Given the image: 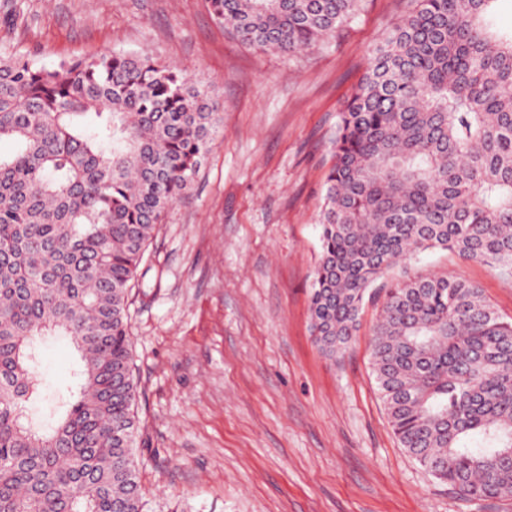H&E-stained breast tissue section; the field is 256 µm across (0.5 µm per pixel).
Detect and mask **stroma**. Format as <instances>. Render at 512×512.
<instances>
[{
  "instance_id": "stroma-1",
  "label": "stroma",
  "mask_w": 512,
  "mask_h": 512,
  "mask_svg": "<svg viewBox=\"0 0 512 512\" xmlns=\"http://www.w3.org/2000/svg\"><path fill=\"white\" fill-rule=\"evenodd\" d=\"M409 9L365 0L334 37L282 55L240 43L204 0H0V52L39 66L147 54L202 82L222 118L130 295L135 448L153 502L187 512H512V498H460L400 448L370 369L380 304H365L340 358H326L310 332L337 114ZM404 268L475 284L512 319V276L440 249ZM77 362L68 339H50L36 371L55 390Z\"/></svg>"
}]
</instances>
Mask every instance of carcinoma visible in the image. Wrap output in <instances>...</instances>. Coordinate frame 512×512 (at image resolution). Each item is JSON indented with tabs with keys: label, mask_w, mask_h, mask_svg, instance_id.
<instances>
[{
	"label": "carcinoma",
	"mask_w": 512,
	"mask_h": 512,
	"mask_svg": "<svg viewBox=\"0 0 512 512\" xmlns=\"http://www.w3.org/2000/svg\"><path fill=\"white\" fill-rule=\"evenodd\" d=\"M362 0H206L259 50L335 35ZM504 0H411L338 114L310 328L343 353L384 292L371 366L400 447L461 498H512V321L476 285L388 272L441 248L512 274V28ZM220 124L181 68L0 52V512H185L145 498L129 292ZM79 354L48 410L39 345Z\"/></svg>",
	"instance_id": "carcinoma-1"
}]
</instances>
